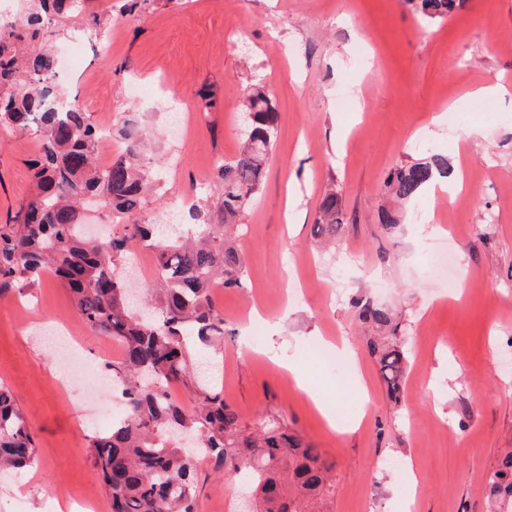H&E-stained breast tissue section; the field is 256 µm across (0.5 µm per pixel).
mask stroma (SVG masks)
<instances>
[{
	"label": "stroma",
	"mask_w": 512,
	"mask_h": 512,
	"mask_svg": "<svg viewBox=\"0 0 512 512\" xmlns=\"http://www.w3.org/2000/svg\"><path fill=\"white\" fill-rule=\"evenodd\" d=\"M82 0L80 15L53 21L55 53L82 51L60 85L91 123L110 124L121 154L128 128L165 162L159 198L141 219L182 221L180 203L201 199L216 217L218 161L233 159L245 97L261 89L279 131L261 189L237 239L245 286L223 289L224 336L204 349L197 374L220 375L225 401L249 423L261 413L288 421L334 464L330 512H491L484 484L512 447V0H465L448 18L424 21L409 0ZM111 12L117 32L89 35L86 19ZM502 85L493 121L474 115L478 90ZM143 94H134V86ZM213 94L215 107L201 111ZM357 110L339 109V95ZM467 114L451 129L432 123ZM184 128H170L171 113ZM39 141L0 127V225L34 190ZM465 170L468 192L435 202L430 190L395 203L394 169L431 154ZM335 186L348 224L331 249L312 242L323 193ZM434 212L447 233H433ZM397 222L387 227L383 213ZM448 262L428 267L434 247ZM388 307L407 352L400 403L386 394L354 301ZM263 315L260 339L243 323ZM319 344L348 345L365 379L338 375ZM121 354L85 327L68 292L49 274L25 296L0 297V383L19 404L38 448L33 467L0 479V512H50L57 491L110 502L87 448L111 428L119 394L89 374ZM306 369L298 384L286 368ZM323 396L318 411L315 396ZM346 424L331 429L327 416ZM199 512L236 500L212 460L198 464ZM413 507H406L410 483Z\"/></svg>",
	"instance_id": "1"
}]
</instances>
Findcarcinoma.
Wrapping results in <instances>:
<instances>
[{
	"instance_id": "carcinoma-1",
	"label": "carcinoma",
	"mask_w": 512,
	"mask_h": 512,
	"mask_svg": "<svg viewBox=\"0 0 512 512\" xmlns=\"http://www.w3.org/2000/svg\"><path fill=\"white\" fill-rule=\"evenodd\" d=\"M425 19L448 15L456 0H411ZM79 0H26L23 22L0 26V126L31 131L39 152L31 162L35 191L0 227V296L25 295L42 274L52 273L69 292L84 325L119 345L120 358L106 365L121 387L126 412L104 433L89 437L93 468L111 512H197L195 456L207 454L224 466L231 484L251 490L255 512H326L336 492L333 464L286 423L259 418L252 425L224 401L222 392L200 385L192 373L199 346L224 334V314L214 290L244 287L245 262L227 233L240 226L261 188L266 160L278 135V112L261 91L245 107L252 119L231 161L217 166L222 195L218 222L207 219L184 232L163 235L160 225L132 220L164 169L142 161L145 139L128 134L125 152L106 169L97 160L101 129L62 99L52 81L57 62L44 45L48 14L67 17ZM448 161L400 167L386 187L411 199ZM107 200L113 227L108 239L84 233L85 202ZM347 218L336 191L322 200L313 236L336 241ZM155 253V287L143 289L145 309L129 306L124 270L141 244ZM361 322L379 332L367 347L375 357L389 399L399 403L406 354L381 332L390 312L355 302ZM184 388V408L173 390ZM196 438L194 453L174 444L172 433ZM38 463L37 445L8 387L0 384V472ZM486 497L512 501V448L504 450L487 479Z\"/></svg>"
}]
</instances>
